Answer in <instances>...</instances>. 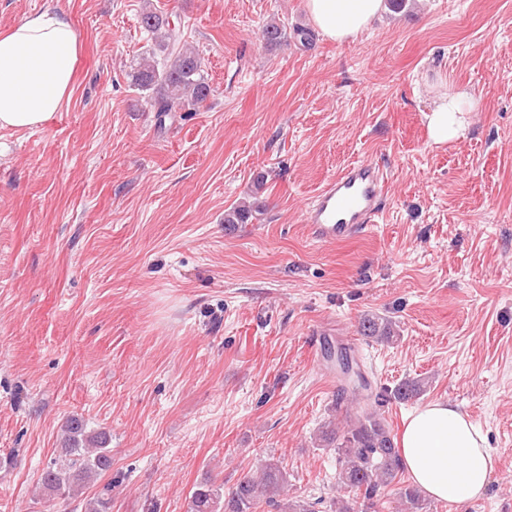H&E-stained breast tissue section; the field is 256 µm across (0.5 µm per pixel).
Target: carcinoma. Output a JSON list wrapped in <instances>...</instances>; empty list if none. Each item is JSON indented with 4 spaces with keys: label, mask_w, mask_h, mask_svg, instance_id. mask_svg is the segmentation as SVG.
Instances as JSON below:
<instances>
[{
    "label": "carcinoma",
    "mask_w": 512,
    "mask_h": 512,
    "mask_svg": "<svg viewBox=\"0 0 512 512\" xmlns=\"http://www.w3.org/2000/svg\"><path fill=\"white\" fill-rule=\"evenodd\" d=\"M141 25L152 35V52L141 57L131 75L137 90L146 93L145 103L159 118H173L178 112H195L212 94L198 51L181 43L170 28L168 18L146 5ZM262 40L270 48L288 43L287 27L272 18L262 28ZM262 210L257 204L241 203L224 210V229L250 224ZM361 336L389 343L398 335L396 324L387 317L368 313L358 323ZM425 391L421 379H405L392 389L374 395L375 401L415 398ZM346 427L334 432L336 455L341 464L342 483L354 490L352 502L336 503V512H381L382 491L393 484L402 470L399 449L389 427L377 414L345 411ZM61 455L42 469L40 484L49 496L76 498L94 478L112 468L110 439L103 431L88 429L85 421L71 416L65 423ZM288 484L287 472L279 462L269 459L254 476L243 478L229 498L224 486L207 479L190 495V512H255L264 503L278 505L276 496ZM401 512H429L419 489H400ZM112 484L108 483L88 503V512H111Z\"/></svg>",
    "instance_id": "1"
}]
</instances>
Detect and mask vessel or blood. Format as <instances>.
Masks as SVG:
<instances>
[{"instance_id": "1", "label": "vessel or blood", "mask_w": 512, "mask_h": 512, "mask_svg": "<svg viewBox=\"0 0 512 512\" xmlns=\"http://www.w3.org/2000/svg\"><path fill=\"white\" fill-rule=\"evenodd\" d=\"M385 179L370 162L349 165L330 179L303 213L313 239L344 242L365 232L384 210Z\"/></svg>"}]
</instances>
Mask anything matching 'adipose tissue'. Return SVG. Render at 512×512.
Returning a JSON list of instances; mask_svg holds the SVG:
<instances>
[{
	"mask_svg": "<svg viewBox=\"0 0 512 512\" xmlns=\"http://www.w3.org/2000/svg\"><path fill=\"white\" fill-rule=\"evenodd\" d=\"M323 35L354 38L383 11L384 0H306ZM81 45L65 15L43 11L0 35V128L34 129L58 112L72 93ZM475 106L458 88L435 102L427 116L434 142L447 143L464 128ZM401 463L428 496L457 505L481 497L494 472L496 453L483 432L457 405L432 402L412 411L400 436Z\"/></svg>",
	"mask_w": 512,
	"mask_h": 512,
	"instance_id": "ef3b65f1",
	"label": "adipose tissue"
}]
</instances>
